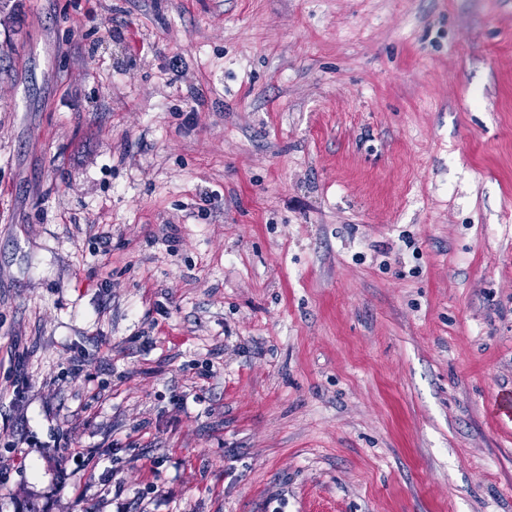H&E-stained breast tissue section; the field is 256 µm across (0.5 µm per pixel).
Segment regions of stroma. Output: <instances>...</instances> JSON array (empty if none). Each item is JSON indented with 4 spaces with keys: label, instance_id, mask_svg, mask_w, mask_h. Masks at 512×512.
<instances>
[{
    "label": "stroma",
    "instance_id": "obj_1",
    "mask_svg": "<svg viewBox=\"0 0 512 512\" xmlns=\"http://www.w3.org/2000/svg\"><path fill=\"white\" fill-rule=\"evenodd\" d=\"M88 5L0 8V512H512V0Z\"/></svg>",
    "mask_w": 512,
    "mask_h": 512
}]
</instances>
